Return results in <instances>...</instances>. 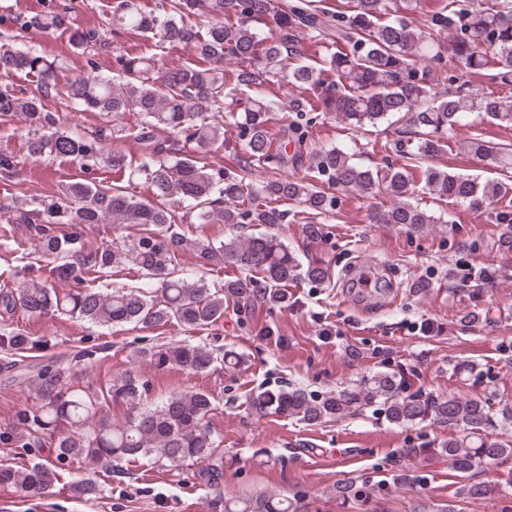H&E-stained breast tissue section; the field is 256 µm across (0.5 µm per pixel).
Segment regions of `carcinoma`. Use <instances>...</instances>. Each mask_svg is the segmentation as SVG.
Instances as JSON below:
<instances>
[{"label": "carcinoma", "instance_id": "cac0c4a2", "mask_svg": "<svg viewBox=\"0 0 512 512\" xmlns=\"http://www.w3.org/2000/svg\"><path fill=\"white\" fill-rule=\"evenodd\" d=\"M475 10L472 0H438L428 12L430 34L424 35L405 15L417 0H354L350 11H333L323 0H159L147 9L144 0H112L110 15L99 28L71 27L68 8L47 0L37 15L4 10L0 24L14 34L0 35V123L22 117L25 154L67 159L81 175L55 195H28L13 184L11 201L0 203L7 224L27 226L33 246L15 243L19 284L0 290V351L15 356L43 350L46 340L13 326L17 310L40 319L49 314L101 327L132 324L155 328L175 324L187 333L207 331L224 318L229 304L288 307V284L304 279L326 284L331 269L317 261L304 265L281 239L257 231L219 243L193 237L181 224H304L311 242L326 235L324 220L336 211L332 190H357L368 196L383 194L389 205L369 214L372 224H400L415 232L442 218L411 202L420 160L444 150L448 133L470 112H483L501 125H512V99L482 92L463 81L442 88L435 72L453 61L458 69L480 73L495 70L493 79L512 83V0H490ZM213 18L205 27L191 19ZM392 16L380 22L383 16ZM268 27L265 36L255 27ZM70 31L71 51L85 59L86 76L65 82L61 62L17 42L32 28ZM337 47L317 62H303L299 35ZM453 32L442 48L434 35ZM151 35L158 47L190 48V61L162 70L157 59L126 48L116 55L115 77L98 74L97 57L111 47L110 37ZM295 64L288 65V61ZM236 63L232 87H226L224 61ZM25 83L20 84L18 80ZM286 82L318 92V103L298 97L280 106L291 113L287 125L293 156L302 155L313 122L312 112L337 116L356 132L376 127L389 116L402 115L405 126L395 143L394 162L383 168H364L337 147L307 154L315 180L283 174L286 157L270 152V112L273 100L264 91ZM96 112L102 122L89 133L75 134L62 127L58 106ZM124 112L141 116L132 129L119 123ZM234 127L248 163L266 170L255 182L251 170L216 168L209 158L224 146V128ZM132 140L138 153L122 144ZM471 153L489 157L502 171H512V149L476 133ZM17 156L0 150V177L9 181L17 172ZM109 168L126 182H144L151 196L138 198L126 186L96 176ZM425 188L440 199H451L474 211L512 192L507 182L480 183L475 179L431 167L423 169ZM292 205L280 208V203ZM67 224L70 231L60 226ZM90 224L120 227L134 224L137 237H116L88 248L79 228ZM193 251L215 268L239 275L220 286L205 277L181 272L180 259ZM136 268L144 282L109 290L100 279L115 269ZM69 290L59 294L55 283ZM141 357L157 369L176 366L189 375L208 371L216 362H240L205 343L171 341L144 348ZM72 368L44 366L34 385L33 404L19 409L17 429L0 433L11 448H53L43 461L15 467L0 464V487L44 493L52 488L58 469L78 463L89 469H112L143 460L164 466H199L201 482L213 489L224 485L223 439L210 425L216 409L213 394L204 390L173 392L144 404L148 381L127 371L97 391L73 383ZM121 403L129 416L121 425L109 417V405ZM379 403L385 418L396 425H447L463 432L440 447L452 466L467 473L481 463L512 455V441L489 432L493 413L477 398L432 394L400 395V381L378 372L352 389L315 396L302 387H265L252 395L250 408L258 417L269 413L296 418L308 425L334 421L358 405ZM78 499L96 500L101 486L92 479L71 484ZM219 512H296L284 496H240L211 501Z\"/></svg>", "mask_w": 512, "mask_h": 512}]
</instances>
